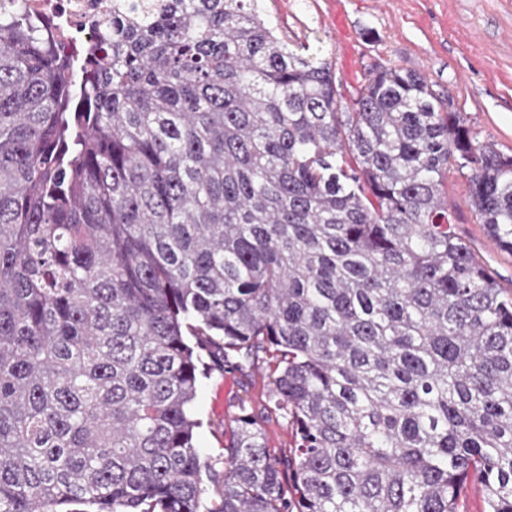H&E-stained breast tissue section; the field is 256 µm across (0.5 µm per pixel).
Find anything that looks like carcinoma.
Here are the masks:
<instances>
[{"label": "carcinoma", "instance_id": "cac0c4a2", "mask_svg": "<svg viewBox=\"0 0 512 512\" xmlns=\"http://www.w3.org/2000/svg\"><path fill=\"white\" fill-rule=\"evenodd\" d=\"M466 171L512 255V156L414 71L346 96L263 0H112L61 58L0 0V512H512V293L455 231ZM258 349L288 471L242 414L221 475L200 376Z\"/></svg>", "mask_w": 512, "mask_h": 512}]
</instances>
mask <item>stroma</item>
I'll list each match as a JSON object with an SVG mask.
<instances>
[{
	"instance_id": "stroma-1",
	"label": "stroma",
	"mask_w": 512,
	"mask_h": 512,
	"mask_svg": "<svg viewBox=\"0 0 512 512\" xmlns=\"http://www.w3.org/2000/svg\"><path fill=\"white\" fill-rule=\"evenodd\" d=\"M263 6L283 37L330 61L342 88L357 85L375 65L415 71L438 97L453 100L479 139L512 154V0H264ZM466 190V178L454 175L448 199L457 209L456 231L512 289V256L477 224ZM269 361L265 352L251 362L235 357L199 381L197 446L216 471L224 469V446L243 404L270 452L288 455L292 427L267 406Z\"/></svg>"
}]
</instances>
